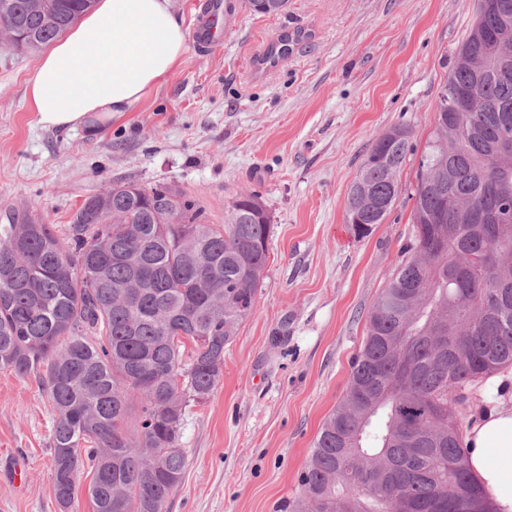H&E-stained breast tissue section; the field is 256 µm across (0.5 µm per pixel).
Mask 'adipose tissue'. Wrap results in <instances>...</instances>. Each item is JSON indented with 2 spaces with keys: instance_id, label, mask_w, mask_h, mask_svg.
I'll list each match as a JSON object with an SVG mask.
<instances>
[{
  "instance_id": "1",
  "label": "adipose tissue",
  "mask_w": 512,
  "mask_h": 512,
  "mask_svg": "<svg viewBox=\"0 0 512 512\" xmlns=\"http://www.w3.org/2000/svg\"><path fill=\"white\" fill-rule=\"evenodd\" d=\"M184 46L170 0H99L29 80L38 124L97 131L165 80ZM486 384L484 410L465 427L468 468L492 512H512V369Z\"/></svg>"
}]
</instances>
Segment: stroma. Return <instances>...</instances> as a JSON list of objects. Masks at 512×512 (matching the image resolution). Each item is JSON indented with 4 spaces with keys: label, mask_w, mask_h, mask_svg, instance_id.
Returning a JSON list of instances; mask_svg holds the SVG:
<instances>
[{
    "label": "stroma",
    "mask_w": 512,
    "mask_h": 512,
    "mask_svg": "<svg viewBox=\"0 0 512 512\" xmlns=\"http://www.w3.org/2000/svg\"><path fill=\"white\" fill-rule=\"evenodd\" d=\"M203 2L171 0L186 34L177 65L93 136L39 125L27 81L41 54L0 43V224L29 213L64 235L86 197L127 179L176 187L210 224L236 196L260 195L271 233L256 309L224 350L217 389L186 410L187 467L164 512H288L414 234L419 157L367 237L346 222L348 187L391 128L424 146L474 0H288L277 15L224 0V40L206 52L194 38ZM286 28L301 33L293 52L254 77L252 53ZM52 429L37 380L0 369V512H58Z\"/></svg>",
    "instance_id": "obj_1"
}]
</instances>
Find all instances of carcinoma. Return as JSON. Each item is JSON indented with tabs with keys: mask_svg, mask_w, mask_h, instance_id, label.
<instances>
[{
	"mask_svg": "<svg viewBox=\"0 0 512 512\" xmlns=\"http://www.w3.org/2000/svg\"><path fill=\"white\" fill-rule=\"evenodd\" d=\"M475 19L438 93L414 188L415 235L371 307L341 401L324 420L288 512H490L465 461L463 391L512 366V23ZM95 0H0L35 51ZM472 98L450 112L451 98ZM413 151L376 138L346 196L365 236L384 223ZM270 217L256 194L224 223L169 185L115 182L85 198L66 241L0 224V369L34 377L54 413L55 499L74 512H163L181 483L186 408L222 380L224 348L255 311Z\"/></svg>",
	"mask_w": 512,
	"mask_h": 512,
	"instance_id": "obj_1",
	"label": "carcinoma"
}]
</instances>
